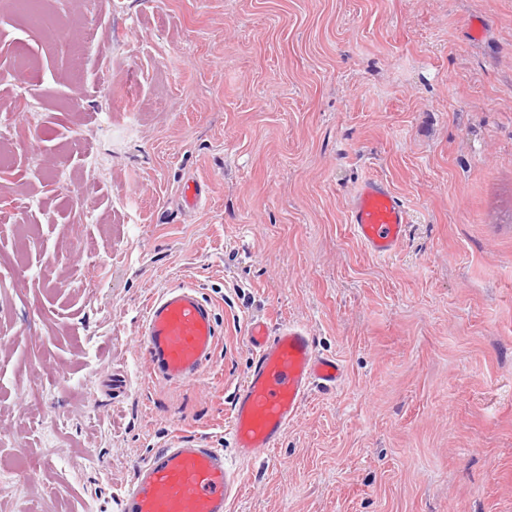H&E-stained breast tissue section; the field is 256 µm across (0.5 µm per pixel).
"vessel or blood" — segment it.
Returning <instances> with one entry per match:
<instances>
[{"label":"vessel or blood","mask_w":512,"mask_h":512,"mask_svg":"<svg viewBox=\"0 0 512 512\" xmlns=\"http://www.w3.org/2000/svg\"><path fill=\"white\" fill-rule=\"evenodd\" d=\"M346 221L369 255L388 259L405 240L410 213L386 182L368 177L359 183ZM245 333L251 364L232 393L224 427L234 458L204 438L175 434L135 465L116 496L117 512H231L243 488L239 463L263 460L311 392L336 388L347 375L341 360L317 351L302 323L253 317ZM219 336L215 307L197 287L166 288L149 300L138 336L147 378L169 385L201 379L213 365Z\"/></svg>","instance_id":"b4317fda"}]
</instances>
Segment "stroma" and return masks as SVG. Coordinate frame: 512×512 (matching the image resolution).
I'll return each instance as SVG.
<instances>
[{
	"mask_svg": "<svg viewBox=\"0 0 512 512\" xmlns=\"http://www.w3.org/2000/svg\"><path fill=\"white\" fill-rule=\"evenodd\" d=\"M112 2L0 0V512H114L171 434L224 447L254 315L347 377L233 512H512V0ZM369 176L412 216L385 261L346 222ZM180 283L221 336L170 387L137 339Z\"/></svg>",
	"mask_w": 512,
	"mask_h": 512,
	"instance_id": "obj_1",
	"label": "stroma"
}]
</instances>
